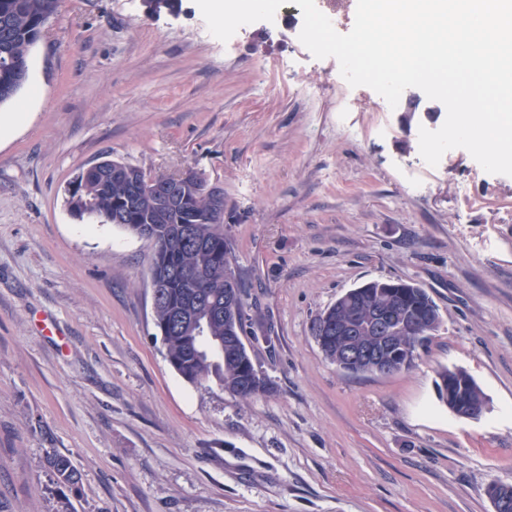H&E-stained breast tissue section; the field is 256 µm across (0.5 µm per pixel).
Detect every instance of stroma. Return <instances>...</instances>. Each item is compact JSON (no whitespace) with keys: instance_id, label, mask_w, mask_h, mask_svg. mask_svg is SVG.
<instances>
[{"instance_id":"35a3bbf8","label":"stroma","mask_w":512,"mask_h":512,"mask_svg":"<svg viewBox=\"0 0 512 512\" xmlns=\"http://www.w3.org/2000/svg\"><path fill=\"white\" fill-rule=\"evenodd\" d=\"M298 35L259 21L223 43L195 0H63L47 24L0 107V512H494L487 485L512 486V177L460 148L429 166L419 130L445 106L409 88L386 110ZM105 155L223 188L267 392L171 367L151 243L64 203ZM372 280L416 284L440 315L387 376L339 369L313 334ZM445 368L483 417L440 401ZM46 465L56 478L57 484L70 489H77L80 483V474L71 460L59 453H47Z\"/></svg>"}]
</instances>
